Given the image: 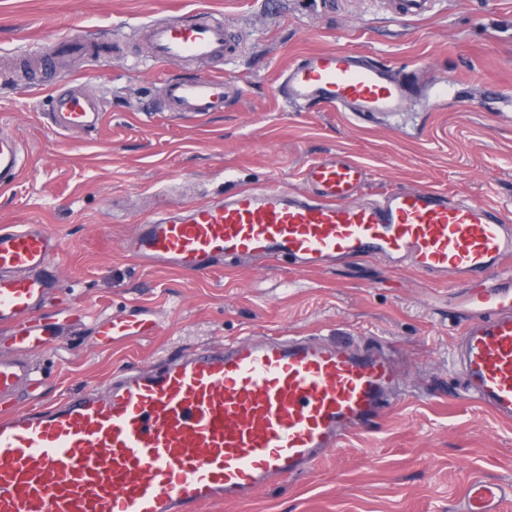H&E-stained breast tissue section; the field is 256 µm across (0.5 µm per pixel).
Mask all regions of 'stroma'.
I'll list each match as a JSON object with an SVG mask.
<instances>
[{
  "label": "stroma",
  "instance_id": "35a3bbf8",
  "mask_svg": "<svg viewBox=\"0 0 512 512\" xmlns=\"http://www.w3.org/2000/svg\"><path fill=\"white\" fill-rule=\"evenodd\" d=\"M192 8L221 13L240 42L223 67L233 96L203 117L162 111V79L213 65L154 62L133 31L162 10ZM74 34L122 47L56 74L57 86L76 83L101 103L103 123L56 132L49 90L0 71V126L28 153L14 188L0 192V226L44 224L58 235L60 292L48 309L65 304L95 317L143 305L162 326L108 350L86 333L64 337L56 351L35 355L29 404L105 387L127 364L249 335L379 337L408 364L407 393L394 410L311 473L199 512H459L468 477L512 484V422L469 400L451 361L454 289L382 260L324 271L242 261L190 276L122 252L145 215L240 187L302 191L305 167L334 152L366 166L364 198L430 185L493 203L512 221V0H437L430 15L403 24L391 20L386 0H0V56ZM336 47L418 71L435 86L412 97L396 125L276 97L274 81L291 59Z\"/></svg>",
  "mask_w": 512,
  "mask_h": 512
}]
</instances>
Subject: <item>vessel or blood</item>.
Returning <instances> with one entry per match:
<instances>
[{
  "label": "vessel or blood",
  "instance_id": "b4317fda",
  "mask_svg": "<svg viewBox=\"0 0 512 512\" xmlns=\"http://www.w3.org/2000/svg\"><path fill=\"white\" fill-rule=\"evenodd\" d=\"M435 0H392L404 22ZM155 62L223 65L237 43L221 14L187 11L177 20L139 23ZM88 36H62L35 50L40 74L53 52L97 51ZM285 102L369 120L404 112L415 82L389 64L337 47L306 53L281 71ZM223 74L163 83L170 112L204 115L224 107ZM54 124L97 127L99 101L77 86L54 89ZM24 168L19 139L0 130V190ZM368 176L338 152L312 161L303 196L269 185L177 205L143 219L123 246L126 257L184 274L225 258L290 260L305 271L369 259L406 267L454 288L460 303L453 365L466 395L512 422V225L494 206L438 189L403 187L354 202ZM61 251L43 224L0 228V512H198L241 503L263 488L312 471L350 435L371 429L402 395V361L391 342L336 343L321 336H247L225 344L129 365L104 389L84 388L37 411L22 408L38 374L33 354L56 350L65 334L91 329L95 346L159 330L157 311L135 307L95 320L45 313L58 292L51 269ZM512 488L470 478L460 512H502Z\"/></svg>",
  "mask_w": 512,
  "mask_h": 512
}]
</instances>
